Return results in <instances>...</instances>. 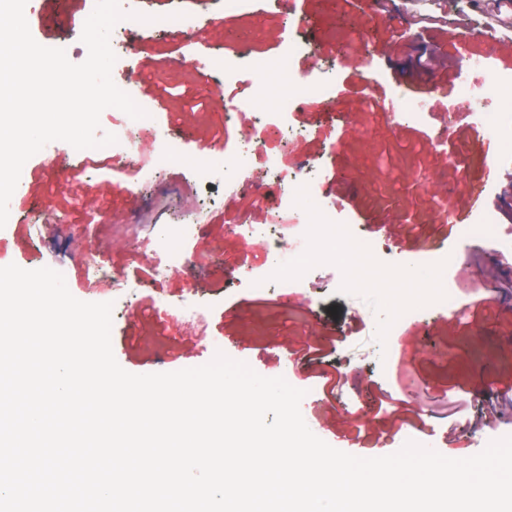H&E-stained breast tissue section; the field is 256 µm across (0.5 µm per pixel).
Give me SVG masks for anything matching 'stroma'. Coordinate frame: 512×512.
<instances>
[{
  "label": "stroma",
  "mask_w": 512,
  "mask_h": 512,
  "mask_svg": "<svg viewBox=\"0 0 512 512\" xmlns=\"http://www.w3.org/2000/svg\"><path fill=\"white\" fill-rule=\"evenodd\" d=\"M495 0H257L228 10L224 0H125L128 17L110 45L124 62L155 149L138 167L113 165L111 154L78 159L69 149L39 151L9 202L0 230V266L66 272L70 293L84 302H114L111 344L133 374L173 372L211 361L215 346L267 378L305 390L300 409L310 430L348 454L373 458L410 440L449 456L470 457L512 435V293L501 287L512 260L484 243L445 235L444 211L470 218L482 189L484 208L512 227V153H500L493 181L482 177L490 127L474 122L455 97L461 73L440 57L451 33H471L469 65L488 61L512 74V30L487 46L484 30ZM96 0H27L33 38L46 47L69 42V59L85 61L81 40ZM178 11L182 27L158 30L150 16ZM308 43L310 56L291 62L297 73L316 66L335 87L330 100L305 99L292 111L297 136L255 150L244 120L227 115L235 88L221 85L198 58L241 53L277 57L284 43ZM420 105L423 122L390 119L399 99ZM233 162L247 157L283 170L306 164L317 198L338 205V218L357 225L380 247L381 273L413 266L422 239L459 258L472 288H461L459 317L437 312L386 337L389 302L374 288H342L340 267L317 265L301 288L255 292L244 276L287 266L263 234L241 227L267 223L269 200L228 192L223 175L202 178L158 160L169 142ZM187 225L177 267L161 272L164 231ZM106 264L114 283L94 284L87 250ZM207 297L203 331L172 311Z\"/></svg>",
  "instance_id": "35a3bbf8"
}]
</instances>
